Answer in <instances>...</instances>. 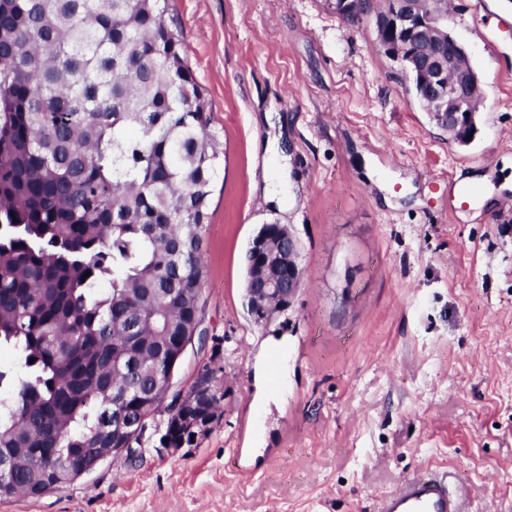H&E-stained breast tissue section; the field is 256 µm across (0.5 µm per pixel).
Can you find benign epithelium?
Returning a JSON list of instances; mask_svg holds the SVG:
<instances>
[{
    "mask_svg": "<svg viewBox=\"0 0 512 512\" xmlns=\"http://www.w3.org/2000/svg\"><path fill=\"white\" fill-rule=\"evenodd\" d=\"M378 45L398 56L404 74L416 78L432 121L459 144L476 131L479 80L467 53L448 32V14L427 11L424 0H396ZM245 298L258 322L286 310L301 284L300 247L285 224L260 227L246 253Z\"/></svg>",
    "mask_w": 512,
    "mask_h": 512,
    "instance_id": "7a95c632",
    "label": "benign epithelium"
}]
</instances>
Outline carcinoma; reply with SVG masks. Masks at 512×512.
I'll return each mask as SVG.
<instances>
[{
    "instance_id": "carcinoma-1",
    "label": "carcinoma",
    "mask_w": 512,
    "mask_h": 512,
    "mask_svg": "<svg viewBox=\"0 0 512 512\" xmlns=\"http://www.w3.org/2000/svg\"><path fill=\"white\" fill-rule=\"evenodd\" d=\"M166 10L0 0V459H21L0 498L40 497L94 449L140 444L201 320L224 148ZM211 380L167 407L175 447L223 399Z\"/></svg>"
}]
</instances>
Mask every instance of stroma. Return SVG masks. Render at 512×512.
I'll use <instances>...</instances> for the list:
<instances>
[{"instance_id": "stroma-1", "label": "stroma", "mask_w": 512, "mask_h": 512, "mask_svg": "<svg viewBox=\"0 0 512 512\" xmlns=\"http://www.w3.org/2000/svg\"><path fill=\"white\" fill-rule=\"evenodd\" d=\"M388 0H169L224 142L204 228L201 337L171 394L223 388L194 444L158 439L0 512H376L435 468L468 512H512V0H451L484 101L468 145L432 123L376 41ZM274 107L281 130L262 120ZM282 133L287 160L266 152ZM281 202L265 203L279 182ZM466 209H448L449 182ZM264 224L300 243L287 310L255 322L245 252Z\"/></svg>"}]
</instances>
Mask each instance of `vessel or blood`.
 <instances>
[{
  "mask_svg": "<svg viewBox=\"0 0 512 512\" xmlns=\"http://www.w3.org/2000/svg\"><path fill=\"white\" fill-rule=\"evenodd\" d=\"M377 512H465L461 495L447 476L422 473L404 479L385 494Z\"/></svg>",
  "mask_w": 512,
  "mask_h": 512,
  "instance_id": "vessel-or-blood-1",
  "label": "vessel or blood"
}]
</instances>
